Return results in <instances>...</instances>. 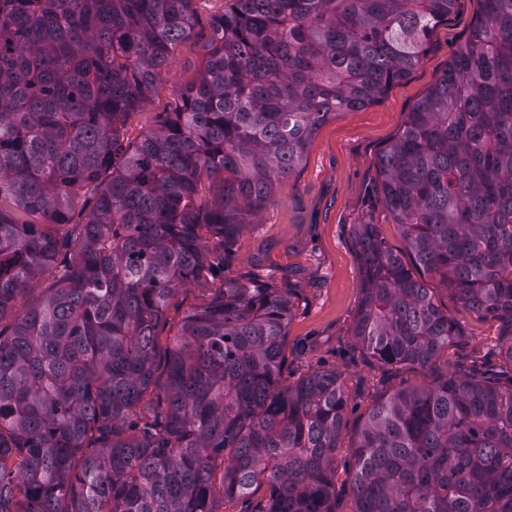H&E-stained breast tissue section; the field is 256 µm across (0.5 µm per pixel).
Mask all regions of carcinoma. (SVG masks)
<instances>
[{
    "mask_svg": "<svg viewBox=\"0 0 512 512\" xmlns=\"http://www.w3.org/2000/svg\"><path fill=\"white\" fill-rule=\"evenodd\" d=\"M480 2L379 159L405 248L353 227L352 339L383 366L428 367L463 335L428 277L512 325V0ZM194 3L0 0V512H224L264 483L266 512H336L348 395L334 370L282 383L297 289L225 280L162 382L157 330L316 131L419 64L454 0H229L181 105L125 146ZM504 357L377 397L352 512H512V343Z\"/></svg>",
    "mask_w": 512,
    "mask_h": 512,
    "instance_id": "1",
    "label": "carcinoma"
}]
</instances>
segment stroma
I'll use <instances>...</instances> for the list:
<instances>
[{
  "instance_id": "stroma-1",
  "label": "stroma",
  "mask_w": 512,
  "mask_h": 512,
  "mask_svg": "<svg viewBox=\"0 0 512 512\" xmlns=\"http://www.w3.org/2000/svg\"><path fill=\"white\" fill-rule=\"evenodd\" d=\"M226 0H195L193 35L177 45L155 88L128 120L126 139L135 142L159 126L181 102V89L200 68L213 15ZM479 8L478 0H456L446 22L433 32L419 65L394 85L381 102L329 121L316 132L303 165L276 186L271 202L246 229L230 254L213 252L204 277L183 287L168 306L159 328L161 350L190 311L218 296L225 278L275 279L297 291L288 326V352L283 377L336 370L349 394L346 426L336 454V512H352L346 480L352 470L351 445L371 404L385 390L428 385L436 375L492 373L502 370L501 348L512 326L478 318L458 307L445 285L429 281L438 303L448 307L464 329L431 368L398 366L385 370L365 360L352 345L351 326L361 298V280L352 227L379 225L390 246L402 238L379 189V156L401 132L413 105L447 67Z\"/></svg>"
}]
</instances>
